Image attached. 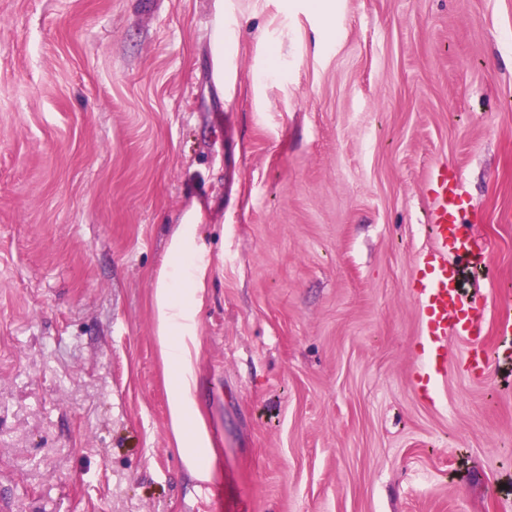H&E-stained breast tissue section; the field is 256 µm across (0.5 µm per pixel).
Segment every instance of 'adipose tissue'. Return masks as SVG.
I'll return each instance as SVG.
<instances>
[{"mask_svg": "<svg viewBox=\"0 0 512 512\" xmlns=\"http://www.w3.org/2000/svg\"><path fill=\"white\" fill-rule=\"evenodd\" d=\"M202 214L203 205L196 201L181 216L155 278L153 306L160 352L170 374L169 413L175 450L195 478L207 482L213 477V451L197 400L196 376V316L210 268L197 244Z\"/></svg>", "mask_w": 512, "mask_h": 512, "instance_id": "1", "label": "adipose tissue"}]
</instances>
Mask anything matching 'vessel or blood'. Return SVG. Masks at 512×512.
Segmentation results:
<instances>
[{
    "label": "vessel or blood",
    "mask_w": 512,
    "mask_h": 512,
    "mask_svg": "<svg viewBox=\"0 0 512 512\" xmlns=\"http://www.w3.org/2000/svg\"><path fill=\"white\" fill-rule=\"evenodd\" d=\"M427 191L433 199L428 222L436 244L417 259L412 296L421 317L419 347L423 363L417 385L428 399L446 364L448 336L474 344L483 340L474 316L479 302L464 289L461 273L463 267L483 263L485 255L462 229L460 213L465 201L458 181L449 179L447 166L432 169Z\"/></svg>",
    "instance_id": "vessel-or-blood-1"
}]
</instances>
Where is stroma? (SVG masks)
Returning <instances> with one entry per match:
<instances>
[{
	"label": "stroma",
	"instance_id": "stroma-1",
	"mask_svg": "<svg viewBox=\"0 0 512 512\" xmlns=\"http://www.w3.org/2000/svg\"><path fill=\"white\" fill-rule=\"evenodd\" d=\"M224 26V51L214 29ZM512 302V0H0V497L13 512H512V364L418 395L425 181ZM204 204L172 450L154 277Z\"/></svg>",
	"mask_w": 512,
	"mask_h": 512
}]
</instances>
